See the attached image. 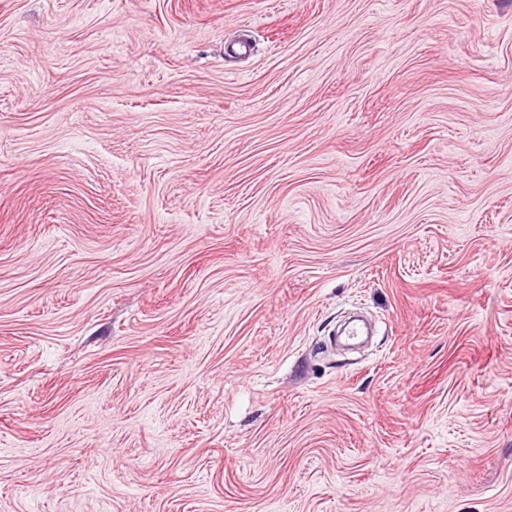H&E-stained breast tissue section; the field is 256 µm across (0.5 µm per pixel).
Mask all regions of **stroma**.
Listing matches in <instances>:
<instances>
[{"mask_svg": "<svg viewBox=\"0 0 512 512\" xmlns=\"http://www.w3.org/2000/svg\"><path fill=\"white\" fill-rule=\"evenodd\" d=\"M0 512H512V0H0Z\"/></svg>", "mask_w": 512, "mask_h": 512, "instance_id": "obj_1", "label": "stroma"}]
</instances>
